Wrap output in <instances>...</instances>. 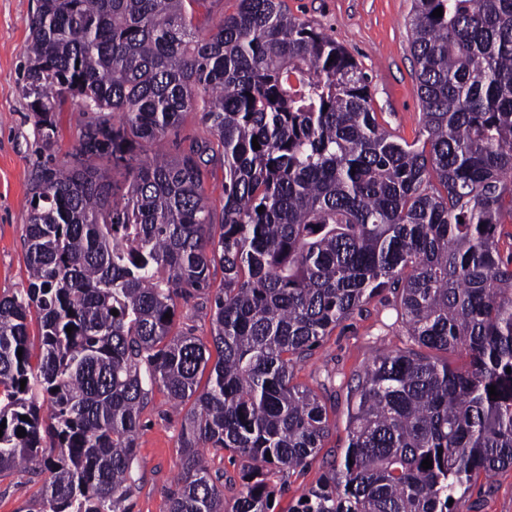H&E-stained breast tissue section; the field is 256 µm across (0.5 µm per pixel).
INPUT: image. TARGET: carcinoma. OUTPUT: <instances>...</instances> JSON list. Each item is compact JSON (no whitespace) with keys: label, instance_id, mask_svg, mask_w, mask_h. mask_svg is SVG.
<instances>
[{"label":"carcinoma","instance_id":"1","mask_svg":"<svg viewBox=\"0 0 512 512\" xmlns=\"http://www.w3.org/2000/svg\"><path fill=\"white\" fill-rule=\"evenodd\" d=\"M208 2L37 0L35 126L51 141L69 101L87 120L69 164L31 188L27 285L0 297V475L49 471L40 512H127L158 388L183 412L169 512H272L271 478L330 432L294 366L378 297L410 345L346 384L340 460L291 512H456L475 479L512 467V0H413L411 142L378 123L353 57L284 0H238L204 33ZM188 112L208 136L166 149ZM218 162L217 225L204 180ZM200 296L209 344L176 328V299ZM204 448L252 462L230 507Z\"/></svg>","mask_w":512,"mask_h":512}]
</instances>
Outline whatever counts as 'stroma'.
I'll return each instance as SVG.
<instances>
[{
  "instance_id": "obj_1",
  "label": "stroma",
  "mask_w": 512,
  "mask_h": 512,
  "mask_svg": "<svg viewBox=\"0 0 512 512\" xmlns=\"http://www.w3.org/2000/svg\"><path fill=\"white\" fill-rule=\"evenodd\" d=\"M35 0H0V297L27 282L24 245L27 200L41 169L66 164L86 120L75 103L57 117V134L45 142L22 91L31 11ZM292 14L318 24L345 48L369 79L370 105L390 133L414 140L422 111L410 47L412 0H285ZM407 338L389 306L371 303L343 321L294 368V381L316 390L325 404L331 434L303 471L272 478L274 512H288L296 499L319 483L347 440V398L342 386L376 348H402ZM336 385H328V375ZM181 417L167 395L155 391L143 410L137 439L138 486L127 512H168L182 457ZM48 472L37 469L0 477V512H41ZM457 512H512V468L479 477L457 504Z\"/></svg>"
}]
</instances>
